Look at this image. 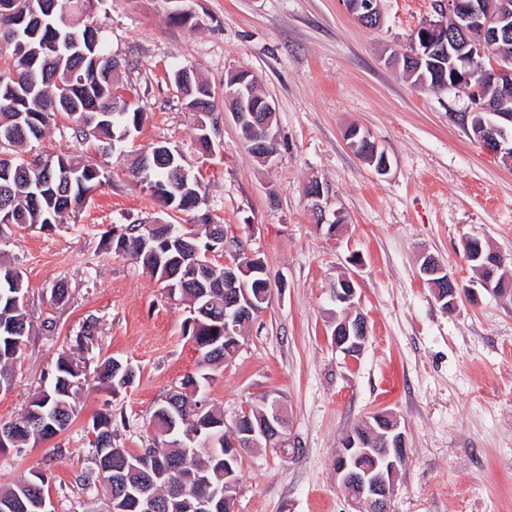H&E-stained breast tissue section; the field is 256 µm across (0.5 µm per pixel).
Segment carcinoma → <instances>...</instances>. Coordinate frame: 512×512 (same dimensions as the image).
Returning <instances> with one entry per match:
<instances>
[{
  "instance_id": "obj_1",
  "label": "carcinoma",
  "mask_w": 512,
  "mask_h": 512,
  "mask_svg": "<svg viewBox=\"0 0 512 512\" xmlns=\"http://www.w3.org/2000/svg\"><path fill=\"white\" fill-rule=\"evenodd\" d=\"M94 0H0V56L9 51L10 61L0 68V147H17L41 139L45 131L64 118L74 137L92 139L104 151L112 150V141H120L139 131L144 112L131 103L112 76L114 59L107 55L101 42L92 47L83 44L85 54L69 50L73 37L85 40L87 26L84 20L93 11ZM60 40L62 56L50 65L45 59L44 45ZM68 72L70 79L64 88L57 87L55 71ZM187 105L195 107L206 99L205 112L213 110L209 102L207 84L198 78L181 87ZM173 177L172 165L166 157L159 158L151 168L137 176L142 189L165 188ZM111 174L96 163L68 153L39 155L27 165L12 159L0 158V224L8 215L16 225L44 228L58 226L64 219L81 211L89 201V193L110 182ZM202 182L195 178L191 189L200 201L176 199L178 211L193 215L194 223L206 213L203 209ZM126 233L115 239L107 238V251L121 249L140 264L143 271L160 283L178 285V294L189 301L197 292L206 294V307L211 319L202 323L185 321V334L201 347L198 366L201 373L187 375L180 383L182 391L168 394L153 411L150 423L154 425V446L144 449L145 467L140 474L130 477V485L150 477L154 490L171 496L168 475L170 469L188 460L205 470L206 483L202 492L224 493V413L209 406L202 420L210 425L207 433L215 438L209 445H201L193 437L198 418L194 400L185 390L199 391L204 396L206 383L212 377L205 371L224 362V334L213 332L224 318V268L218 264L203 266L191 274L179 269L174 257L177 249L165 247L166 240L158 238L143 246L142 224H128ZM9 240L0 235V390L12 387L13 377L21 358L22 346L29 335V324L24 312L26 286L23 272L8 260ZM181 248L207 249V243L196 230H182ZM128 364L119 359H105L96 372V382L115 394L127 387L134 374L126 373ZM77 365L66 355L57 357L44 376L45 385L32 399L19 418L0 423V434L12 435L10 448H24L37 444L65 431L75 416L76 395L80 389ZM177 422L178 440L168 435L172 422ZM88 431L95 433L90 441L94 448V468L83 479L92 488L100 480L101 471L112 468L113 440L112 405L105 401L92 418ZM6 447V448H8ZM0 446V451H6ZM47 488L45 476L36 472L12 484L0 487V512L3 504L13 506V512H43L41 489Z\"/></svg>"
}]
</instances>
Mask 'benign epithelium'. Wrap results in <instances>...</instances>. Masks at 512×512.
Instances as JSON below:
<instances>
[{
  "instance_id": "obj_1",
  "label": "benign epithelium",
  "mask_w": 512,
  "mask_h": 512,
  "mask_svg": "<svg viewBox=\"0 0 512 512\" xmlns=\"http://www.w3.org/2000/svg\"><path fill=\"white\" fill-rule=\"evenodd\" d=\"M346 2L363 26L381 24L380 0ZM434 12L437 19L423 26V31L416 32L409 49L394 54L392 63L403 62L409 68V74L416 75L427 65L429 57L447 49L448 18L459 19V27L464 33V42L456 45L459 67L451 79L444 78L442 82L449 88L483 91V110L496 120L491 122L478 116L476 138L488 152L512 164V54L498 51L492 55L490 66L474 70L477 58L485 56L488 49L500 41L504 27H512V0H434ZM255 87L256 80L250 72L231 73L224 82V111L231 114L239 126L243 142L253 145L261 158L270 162L279 153L278 133L272 128L275 107L266 96L256 97ZM344 137L350 150L377 173L384 174L389 170L387 154L366 131L350 125L345 129ZM177 170L178 181L170 185L171 191L164 193L159 203H173L175 194L182 192L189 183L185 168L179 166ZM306 195L310 211L320 218L318 227H327L330 236L339 233L343 227L340 212L333 213L330 219L324 205L329 189L315 179L308 184ZM463 245L486 290L497 294L501 288H512V269L506 257L477 236L466 237ZM221 247L223 242L217 241L203 252L197 250L178 257L179 263L191 267L206 266L211 262L212 253ZM420 272L434 286V297L441 308L446 312L455 310L464 296L459 280L431 255L422 256ZM224 283L228 288L224 298V338L238 347L237 335L241 334V328L263 312V304L271 301V279L263 260L247 256L224 262ZM356 293L355 280L345 275L332 285L331 301L336 308L347 311L354 307ZM331 339L334 347L345 356L358 357L368 340L366 318L349 313L336 318ZM362 426L384 444V449L372 447L371 442L355 431L347 433L341 440L339 462L334 470L336 482L356 507L378 505L385 510L396 487L397 461L406 455L405 435L400 431L397 419L388 414H374L364 420ZM224 447L228 450V458L235 461L240 460L243 451L249 448H271L283 458L298 452L288 436L283 404L267 393L242 406L233 423L224 426ZM142 456L141 451L129 457L124 455L112 469V475L100 477V483L112 500L129 493L121 475L141 463ZM175 473L177 483L185 489L201 483L200 471L188 464L181 465ZM134 499L140 512H156L154 494L148 488L136 487Z\"/></svg>"
}]
</instances>
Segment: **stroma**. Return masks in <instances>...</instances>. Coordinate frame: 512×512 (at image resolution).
<instances>
[{
  "label": "stroma",
  "instance_id": "stroma-1",
  "mask_svg": "<svg viewBox=\"0 0 512 512\" xmlns=\"http://www.w3.org/2000/svg\"><path fill=\"white\" fill-rule=\"evenodd\" d=\"M195 24L173 22V0H97L92 14L120 81L147 119L128 145L178 150L202 175L205 206L226 225L216 264L243 251L261 257L275 283L268 308L249 324L239 349L206 388L233 422L269 392L284 403L298 452L247 451L235 512H354L336 486V451L362 419L393 413L407 459L389 512H512V295L486 291L463 255L462 240L488 239L512 258V166L472 135L471 99L454 89L418 88L390 65L392 50L434 19L433 0H380L383 23L362 26L345 0H187ZM193 69L215 95L246 69L275 104L280 151L269 164L245 150L231 115L208 121L214 151L195 147L197 115L174 81ZM369 132L389 156L376 173L350 151L346 126ZM98 159L66 120L19 152ZM109 184L53 231L12 227L7 248L27 285L30 339L0 421L21 414L61 352L86 373L107 356L127 361L135 378L118 395L84 391L68 430L0 452V485L34 471L49 480L55 512H106L92 468L87 427L111 402L120 446L148 447L155 406L199 356L183 324L185 304L130 257L106 253L111 227L159 214L124 157L111 155ZM330 191L345 231L329 236L309 210L306 186ZM440 259L477 302L444 312L420 275L423 255ZM359 282L356 310L368 321L363 353L350 359L329 336L330 289L341 275ZM66 296L56 299L57 286ZM91 331L93 342L76 338Z\"/></svg>",
  "mask_w": 512,
  "mask_h": 512
}]
</instances>
